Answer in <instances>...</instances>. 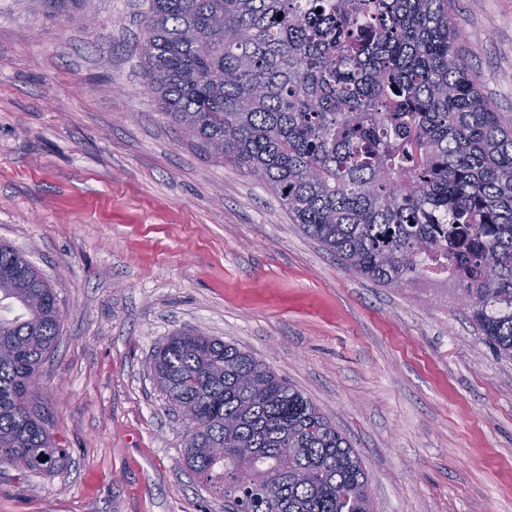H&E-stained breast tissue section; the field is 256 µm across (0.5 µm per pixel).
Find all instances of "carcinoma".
<instances>
[{"mask_svg": "<svg viewBox=\"0 0 512 512\" xmlns=\"http://www.w3.org/2000/svg\"><path fill=\"white\" fill-rule=\"evenodd\" d=\"M455 0H149L142 63L170 123L267 185L302 231L386 288L444 276L512 359V125L462 53ZM56 292L0 243V466L66 461L28 387ZM150 368L190 417L189 470L230 512H375L363 462L264 360L194 330Z\"/></svg>", "mask_w": 512, "mask_h": 512, "instance_id": "obj_1", "label": "carcinoma"}]
</instances>
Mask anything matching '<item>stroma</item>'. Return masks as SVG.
<instances>
[{"label":"stroma","mask_w":512,"mask_h":512,"mask_svg":"<svg viewBox=\"0 0 512 512\" xmlns=\"http://www.w3.org/2000/svg\"><path fill=\"white\" fill-rule=\"evenodd\" d=\"M147 0H0V241L60 299L39 400L65 470L0 468V512H224L147 361L197 328L263 359L362 459L376 512H512V360L451 299L383 288L176 132L146 85ZM512 124V0H456Z\"/></svg>","instance_id":"1"}]
</instances>
